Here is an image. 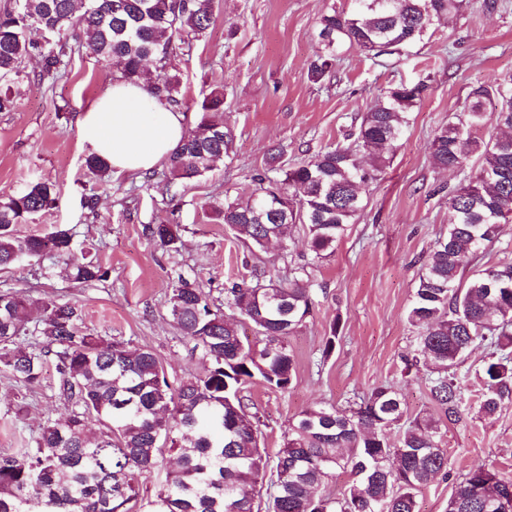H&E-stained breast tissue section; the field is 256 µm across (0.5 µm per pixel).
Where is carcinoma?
<instances>
[{
  "label": "carcinoma",
  "mask_w": 512,
  "mask_h": 512,
  "mask_svg": "<svg viewBox=\"0 0 512 512\" xmlns=\"http://www.w3.org/2000/svg\"><path fill=\"white\" fill-rule=\"evenodd\" d=\"M352 11L320 19L324 53L311 66L325 75L336 46L355 44L374 57L406 39L417 43L434 23L457 13L463 0H354ZM214 22L212 0H15L0 7V82L20 77L25 59L38 49L29 33L40 31V80L61 77L74 46L70 33L112 75L145 87L165 108L182 103L179 81L160 75L185 39L204 36ZM425 89L397 85L363 113L344 141L276 176L253 175L246 200L213 207L249 250L285 238L288 226L306 229L308 250L330 255L362 209L366 187L390 164L408 123V111ZM495 95L487 113L483 100ZM224 94H202L195 127L167 160L170 183L204 176L230 155L233 135L224 126ZM483 127L495 133L475 136ZM430 148L438 165L475 173L448 195V232L438 238L415 281L408 323L420 330L418 354L432 366L430 394L437 417L411 422L393 447L386 431L406 415L399 393L375 387L360 402L317 406L288 423L283 446L270 456L260 445L264 421L243 401L244 386L260 381L274 390L293 386L296 364L288 336L312 313L309 289L299 278L284 281L275 268L254 270V283L235 284L223 311L210 296L179 276L171 289L169 315L183 338L201 352L203 371L173 384L150 349L132 348L108 336L77 335L78 307L52 298L33 300L0 291V372L34 387L49 357L56 360L59 395L71 404L64 420H49L35 447L0 454V512H140L142 474L155 469L164 451L177 455L165 472L148 512H255L267 494L266 512H418L419 490L446 472L447 450L437 440L443 422L465 420L457 370L470 350L490 348L481 368L479 411L495 414L512 399V262L475 271L466 266L512 219V81L478 86L465 116L440 129ZM85 165L105 184L110 167L88 156ZM54 185L32 182L0 199V269L50 255L80 284L104 281L98 261L74 255L73 233L57 228L46 236H17L15 226L51 209ZM146 235L168 249L181 242L179 225L149 224ZM39 311L34 331L44 346H24V312ZM249 324L255 340L238 341ZM351 482L340 497L326 492L336 472ZM512 498V475L478 466L448 498V512H500Z\"/></svg>",
  "instance_id": "cac0c4a2"
}]
</instances>
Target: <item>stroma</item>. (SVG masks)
I'll use <instances>...</instances> for the list:
<instances>
[{"label":"stroma","mask_w":512,"mask_h":512,"mask_svg":"<svg viewBox=\"0 0 512 512\" xmlns=\"http://www.w3.org/2000/svg\"><path fill=\"white\" fill-rule=\"evenodd\" d=\"M352 0H215V19L191 50L174 55L166 69L177 76L181 110L195 125L202 93L224 95V123L234 135L229 157L190 184H169L166 164L134 176H111L101 188L84 166L87 155L77 117L112 85V73L87 51L75 52L63 77L40 81L42 57L33 54L11 86L14 106L0 112V197L29 183L55 184L54 209L18 235H46L70 228L76 247L90 249L108 269L92 285L69 280L56 258L23 260L0 270V290L81 305V334L109 336L149 347L163 361L170 381L199 372V352L182 338L168 311L177 277H184L223 306L224 291L249 279L251 266L274 264L281 277L299 275L315 305L305 325L288 339L296 361L293 388L245 386L266 427L265 446L276 453L289 420L319 404L357 402L388 383L403 396L408 418L435 415L432 368L406 369L418 331L406 321L417 273L435 240L448 230V192L463 173L440 169L430 152L435 133L461 116L473 86H495L512 77V0H467L460 12L436 23L404 52L373 57L347 43L336 49L330 75L316 81L310 66L323 46L319 20L350 10ZM425 85L389 166L363 195V208L326 259L314 260L301 226L284 245L248 254L210 206L245 198L251 176L269 162L290 168L343 140L384 90L399 83ZM95 196L94 208L84 204ZM149 224H176L181 244L169 251L149 238ZM340 327L330 356H323L331 324ZM487 351L476 347L465 362L462 389L469 407L463 423L440 429L448 452V475L417 497L419 512H447L448 498L471 468L512 474V401L495 415L478 412ZM23 418H16L17 406ZM58 394V374L48 367L30 388L0 373V454L30 448L47 419L70 413Z\"/></svg>","instance_id":"35a3bbf8"}]
</instances>
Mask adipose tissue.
<instances>
[{
  "instance_id": "adipose-tissue-1",
  "label": "adipose tissue",
  "mask_w": 512,
  "mask_h": 512,
  "mask_svg": "<svg viewBox=\"0 0 512 512\" xmlns=\"http://www.w3.org/2000/svg\"><path fill=\"white\" fill-rule=\"evenodd\" d=\"M77 129L88 154L120 176L166 161L185 135L187 117L160 107L142 85L118 78L80 113Z\"/></svg>"
}]
</instances>
